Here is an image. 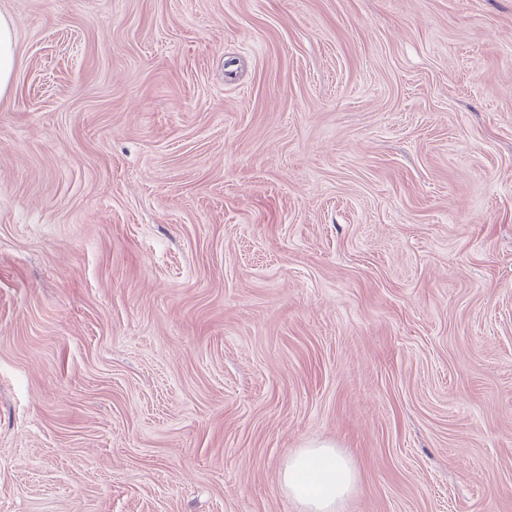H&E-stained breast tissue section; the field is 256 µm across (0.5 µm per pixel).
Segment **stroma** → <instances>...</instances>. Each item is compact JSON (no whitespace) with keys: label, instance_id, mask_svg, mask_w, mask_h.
I'll return each mask as SVG.
<instances>
[{"label":"stroma","instance_id":"35a3bbf8","mask_svg":"<svg viewBox=\"0 0 512 512\" xmlns=\"http://www.w3.org/2000/svg\"><path fill=\"white\" fill-rule=\"evenodd\" d=\"M0 11V512H512V0ZM15 49L13 24L0 12V99L6 95L12 83ZM352 465L329 445L302 448L285 466L282 485L307 512H335L355 489Z\"/></svg>","mask_w":512,"mask_h":512}]
</instances>
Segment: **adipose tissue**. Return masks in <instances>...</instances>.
I'll list each match as a JSON object with an SVG mask.
<instances>
[{"mask_svg": "<svg viewBox=\"0 0 512 512\" xmlns=\"http://www.w3.org/2000/svg\"><path fill=\"white\" fill-rule=\"evenodd\" d=\"M356 484L352 465L328 445L300 449L282 474L284 489L305 512H336Z\"/></svg>", "mask_w": 512, "mask_h": 512, "instance_id": "adipose-tissue-1", "label": "adipose tissue"}]
</instances>
